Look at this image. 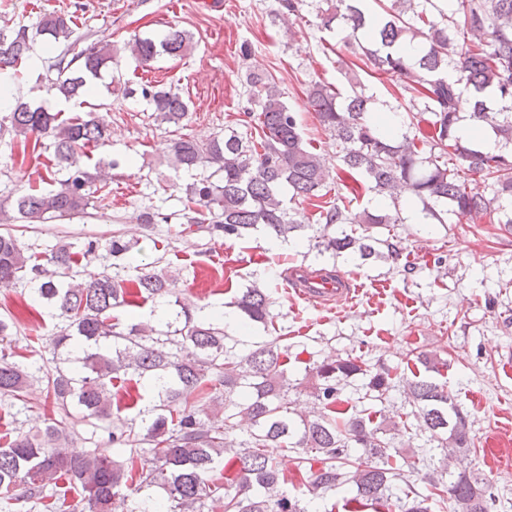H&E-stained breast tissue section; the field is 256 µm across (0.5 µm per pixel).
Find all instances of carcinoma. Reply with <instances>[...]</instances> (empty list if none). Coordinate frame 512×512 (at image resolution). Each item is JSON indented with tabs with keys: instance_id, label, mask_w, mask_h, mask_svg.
<instances>
[{
	"instance_id": "obj_1",
	"label": "carcinoma",
	"mask_w": 512,
	"mask_h": 512,
	"mask_svg": "<svg viewBox=\"0 0 512 512\" xmlns=\"http://www.w3.org/2000/svg\"><path fill=\"white\" fill-rule=\"evenodd\" d=\"M76 20L53 11L34 34L24 25L0 29V71L12 69L17 81L33 64L35 36L48 46L65 45L49 66L56 77L35 83L33 101H19L0 114V132L24 143L48 140L45 149L63 178L21 193L9 208L0 203L1 226L85 213L113 166L101 159L85 162V149L108 139L94 113L63 118L39 101L89 93L112 64L117 47L110 39L77 49ZM320 25L348 32L329 50L350 76V90L315 81L307 97L336 139L339 172L382 204L356 212L336 204L320 213L323 231L306 233L310 225L297 219L295 205L320 197L330 173L305 146L302 117L284 101L285 92L272 76L254 72L246 83L260 108L256 136L232 130L200 143L181 135L165 147L175 171L198 172L185 189L189 217L182 232L229 240L264 235L320 256L355 254L366 262L382 257L383 245L393 254L373 229L398 221L404 187L439 224L450 215L470 224L495 215L498 223L512 224V0H385L375 26L359 0H335L320 14ZM406 40L421 48L413 63L398 52ZM188 48L186 31L176 27L159 40L136 35L122 46L141 63L160 54L182 57ZM366 68L404 82L407 118L394 133L379 129L369 107L359 75ZM464 91L471 94L473 127L490 128L498 152L457 135ZM140 96L160 122L183 127L190 104L179 93L146 81ZM421 122L430 132L420 136L412 128ZM348 224L363 226V233L347 231ZM136 245L117 233L107 243L109 254L133 269L132 278L104 272L80 277L73 273L77 256L93 255L97 242L77 247L60 241L45 251L42 264L15 235L0 232V283L26 281L30 309L64 323L53 350L66 348L72 359L46 374L47 396L66 413L76 408L83 420L112 419V445L123 456L66 449L71 432L55 421L35 432L19 430L0 447V497L11 500L22 487V501L52 509L57 502H47L49 488L63 477L80 490L84 512H211L215 504L220 512H315L317 501L336 489L350 494L347 512H431L432 500L449 512H490L489 481L464 463L474 446L467 414L448 385L435 380L437 357L416 353L414 362L426 376L404 390L419 430L440 450L427 460L438 463L442 480L420 497L411 491L419 469L409 463L418 451L398 447L401 413L391 412L392 428L386 429L367 410L350 411L342 398L345 382L361 376L362 398L386 401V367L351 356L324 358L308 366V385L300 392L288 379V337L250 334L257 324L273 323L265 288L253 284L230 302L236 314L231 335L224 310L186 302L179 276L166 266L138 265ZM137 300L162 303L167 315L128 323L112 315ZM122 375L146 381L152 391L130 420L112 416V381ZM31 378L26 362L0 350L1 399L25 401ZM303 392L316 412L295 408V396ZM144 447L154 467L138 472L135 454ZM276 450L290 453L307 497L281 490L284 472Z\"/></svg>"
}]
</instances>
